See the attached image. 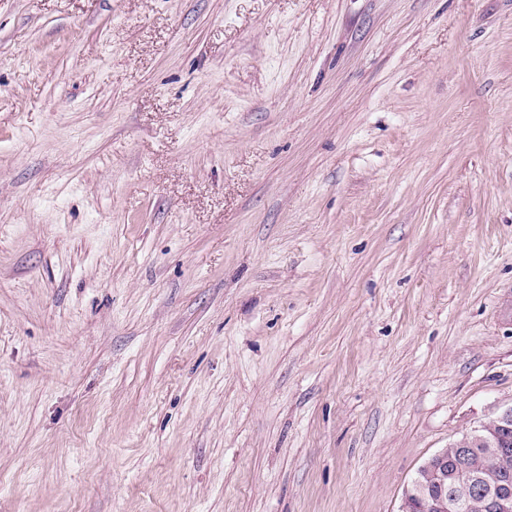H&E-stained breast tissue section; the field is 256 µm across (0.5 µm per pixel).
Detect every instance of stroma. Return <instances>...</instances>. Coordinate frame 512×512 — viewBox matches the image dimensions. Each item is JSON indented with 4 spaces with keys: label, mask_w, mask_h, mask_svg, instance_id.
<instances>
[{
    "label": "stroma",
    "mask_w": 512,
    "mask_h": 512,
    "mask_svg": "<svg viewBox=\"0 0 512 512\" xmlns=\"http://www.w3.org/2000/svg\"><path fill=\"white\" fill-rule=\"evenodd\" d=\"M512 406V0H0V512H400Z\"/></svg>",
    "instance_id": "1"
}]
</instances>
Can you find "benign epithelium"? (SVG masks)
<instances>
[{
  "mask_svg": "<svg viewBox=\"0 0 512 512\" xmlns=\"http://www.w3.org/2000/svg\"><path fill=\"white\" fill-rule=\"evenodd\" d=\"M512 425V406L434 454L404 490L400 512H512V454L498 448ZM493 449L476 455L475 445Z\"/></svg>",
  "mask_w": 512,
  "mask_h": 512,
  "instance_id": "1",
  "label": "benign epithelium"
}]
</instances>
